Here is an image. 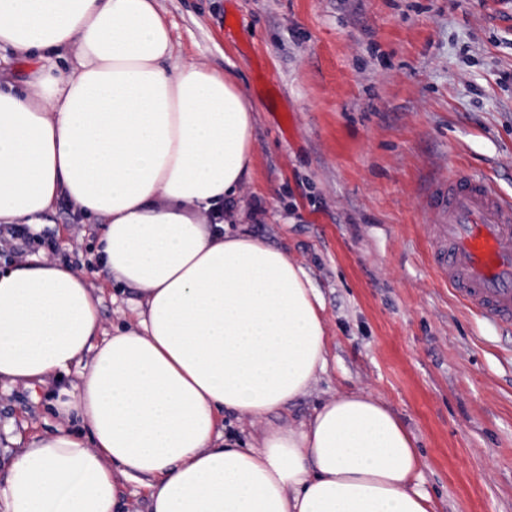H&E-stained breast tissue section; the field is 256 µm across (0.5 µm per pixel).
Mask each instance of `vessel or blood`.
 I'll return each instance as SVG.
<instances>
[{"instance_id": "b4317fda", "label": "vessel or blood", "mask_w": 512, "mask_h": 512, "mask_svg": "<svg viewBox=\"0 0 512 512\" xmlns=\"http://www.w3.org/2000/svg\"><path fill=\"white\" fill-rule=\"evenodd\" d=\"M425 206L439 278L482 318L512 323V202L485 178L452 169L430 183Z\"/></svg>"}]
</instances>
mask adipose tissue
Wrapping results in <instances>:
<instances>
[{
  "instance_id": "1",
  "label": "adipose tissue",
  "mask_w": 512,
  "mask_h": 512,
  "mask_svg": "<svg viewBox=\"0 0 512 512\" xmlns=\"http://www.w3.org/2000/svg\"><path fill=\"white\" fill-rule=\"evenodd\" d=\"M36 65L0 81V224L59 199L104 219L107 278L135 291L125 328L56 262L0 271V380L60 387L84 422L34 438L0 487L10 512H113L121 482L150 512H434L400 419L363 393L306 422L225 439L231 411L289 408L328 370L323 299L305 268L229 208L255 114L233 72L176 56L156 0H0V50Z\"/></svg>"
}]
</instances>
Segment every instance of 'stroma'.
Here are the masks:
<instances>
[{
	"mask_svg": "<svg viewBox=\"0 0 512 512\" xmlns=\"http://www.w3.org/2000/svg\"><path fill=\"white\" fill-rule=\"evenodd\" d=\"M177 52L232 69L256 114L236 207L319 288L329 372L295 419L339 393L381 399L422 455L436 512H512V330L434 276L424 188L457 167L512 198V0H157ZM98 228L59 202L0 268L73 264L104 329L128 311ZM59 424L48 387L0 384V485Z\"/></svg>",
	"mask_w": 512,
	"mask_h": 512,
	"instance_id": "35a3bbf8",
	"label": "stroma"
}]
</instances>
